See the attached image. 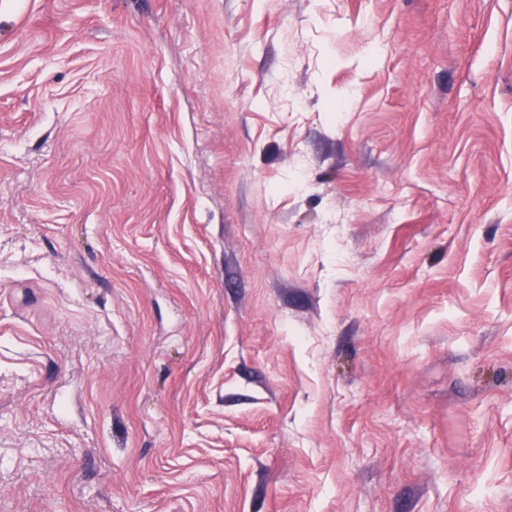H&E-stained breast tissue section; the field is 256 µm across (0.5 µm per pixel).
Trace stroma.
I'll return each instance as SVG.
<instances>
[{"label": "stroma", "mask_w": 512, "mask_h": 512, "mask_svg": "<svg viewBox=\"0 0 512 512\" xmlns=\"http://www.w3.org/2000/svg\"><path fill=\"white\" fill-rule=\"evenodd\" d=\"M0 512H512V0H0Z\"/></svg>", "instance_id": "35a3bbf8"}]
</instances>
